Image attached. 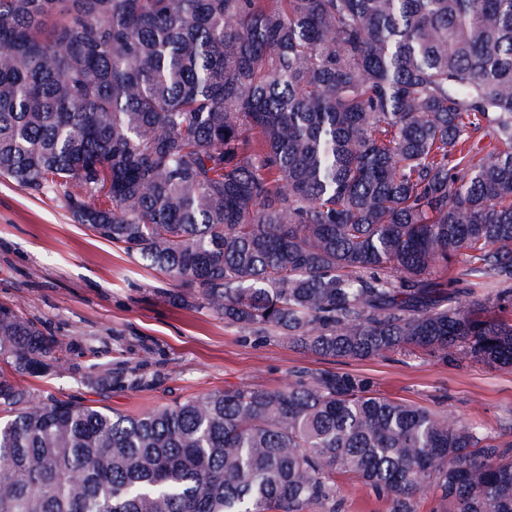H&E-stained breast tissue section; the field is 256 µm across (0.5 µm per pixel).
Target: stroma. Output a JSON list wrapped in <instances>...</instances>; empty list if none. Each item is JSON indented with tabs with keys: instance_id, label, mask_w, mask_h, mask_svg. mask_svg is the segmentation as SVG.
Returning a JSON list of instances; mask_svg holds the SVG:
<instances>
[{
	"instance_id": "1",
	"label": "stroma",
	"mask_w": 512,
	"mask_h": 512,
	"mask_svg": "<svg viewBox=\"0 0 512 512\" xmlns=\"http://www.w3.org/2000/svg\"><path fill=\"white\" fill-rule=\"evenodd\" d=\"M157 271L74 223L61 193L33 194L0 179V304L58 340L65 368L15 374L32 398L102 406L136 416L241 385L279 388L300 371L348 372L391 399L478 426L512 442V368L395 353L359 361L320 358L287 340L224 324L174 303ZM341 512H390L355 479L337 480Z\"/></svg>"
}]
</instances>
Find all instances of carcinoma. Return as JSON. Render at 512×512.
Instances as JSON below:
<instances>
[{
  "instance_id": "carcinoma-1",
  "label": "carcinoma",
  "mask_w": 512,
  "mask_h": 512,
  "mask_svg": "<svg viewBox=\"0 0 512 512\" xmlns=\"http://www.w3.org/2000/svg\"><path fill=\"white\" fill-rule=\"evenodd\" d=\"M0 178L257 336L512 367V0H0ZM0 361L66 355L0 305ZM0 413V512H512V444L345 372ZM337 499L341 512H390L388 500L378 498L371 488L356 479H337Z\"/></svg>"
}]
</instances>
